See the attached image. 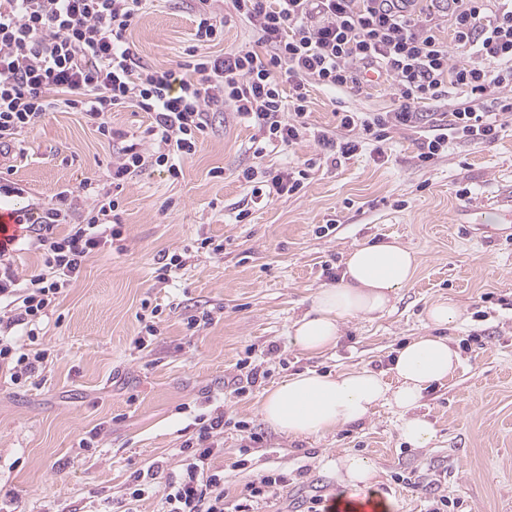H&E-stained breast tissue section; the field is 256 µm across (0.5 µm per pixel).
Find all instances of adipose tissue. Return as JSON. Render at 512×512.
I'll list each match as a JSON object with an SVG mask.
<instances>
[{"label":"adipose tissue","mask_w":512,"mask_h":512,"mask_svg":"<svg viewBox=\"0 0 512 512\" xmlns=\"http://www.w3.org/2000/svg\"><path fill=\"white\" fill-rule=\"evenodd\" d=\"M418 266L416 254L395 241L355 246L346 256L340 281L319 289L309 309L292 323L290 343L312 356L325 353L335 346L343 323L388 310ZM459 364L448 337L419 336L398 350L392 380L368 369L335 375L300 372L267 392L259 413L276 432L304 439L359 422L374 408L388 406L400 416L402 438L425 448L434 441L435 429L417 412L423 393L454 376ZM333 466L339 481L354 490L371 486L376 478L374 463L357 453L338 455Z\"/></svg>","instance_id":"1"}]
</instances>
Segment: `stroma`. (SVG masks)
I'll use <instances>...</instances> for the list:
<instances>
[{"instance_id": "obj_1", "label": "stroma", "mask_w": 512, "mask_h": 512, "mask_svg": "<svg viewBox=\"0 0 512 512\" xmlns=\"http://www.w3.org/2000/svg\"><path fill=\"white\" fill-rule=\"evenodd\" d=\"M190 0H150L129 33L149 65L165 70L194 45ZM385 83L351 97L310 89L307 123L333 124L340 109L384 112ZM254 133L225 110L210 114L196 153L179 178L146 166L120 193L122 235L93 252L80 276L40 325L32 351L39 371L22 383L0 372V512H98L120 504L154 462L176 468L199 416L223 414L214 460L224 473V512H308L342 486L330 462L355 452L378 470L377 494L393 512H512V130L476 146L463 140L427 165L421 132L392 134L384 155L371 147L341 165L321 159L312 137L268 146L254 159ZM113 142L68 108L50 113L24 142L0 151V172L25 193L5 208L35 211L85 178L104 176ZM305 166L298 194L247 206L242 171ZM470 190V199L461 190ZM251 213L243 222L242 207ZM223 245L220 254L202 239ZM397 241L420 259L388 313L341 327L334 348L308 356L288 329L312 295L339 280L360 243ZM178 255L169 279L160 256ZM459 304L463 321L446 334L461 365L424 393L419 408L437 432L415 448L399 417L378 407L362 422L291 439L259 414L263 395L305 370L368 368L389 374L396 349L425 334V308ZM157 324V335L146 327ZM263 372L236 392L242 362ZM261 434L250 442L238 422ZM264 485L263 494L250 490Z\"/></svg>"}]
</instances>
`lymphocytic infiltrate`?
Returning <instances> with one entry per match:
<instances>
[{"label": "lymphocytic infiltrate", "mask_w": 512, "mask_h": 512, "mask_svg": "<svg viewBox=\"0 0 512 512\" xmlns=\"http://www.w3.org/2000/svg\"><path fill=\"white\" fill-rule=\"evenodd\" d=\"M145 2L0 0V146L18 142L61 107L101 130L105 114L118 108L153 116L145 137L122 136L112 157V189L86 179L78 191L53 195L27 225L43 252L42 272L21 277L11 252L0 248V367L10 369L14 382L43 360L18 346L14 329L37 340L40 323L90 254L119 237L117 189L150 161L178 177L180 159L195 154L213 109L230 106L251 124L253 157L309 134L334 165L396 130L428 128L417 155L426 164L452 140L486 145L508 126L512 0H450L451 43L439 35L441 15L415 10L416 0H230L225 14L215 0H193L198 47L167 70L147 64L128 40ZM231 18L257 33L256 47L209 53ZM370 71L387 79L390 110H345L335 126L309 131L310 86L354 97ZM443 99L448 119L441 124L426 107ZM306 176L297 167L243 171L255 203L298 193ZM61 224L66 234H56ZM223 431V415L200 419L180 451L178 474L164 476L163 462L152 463L131 500H141L159 479L169 512H224V477L213 467Z\"/></svg>", "instance_id": "obj_1"}]
</instances>
